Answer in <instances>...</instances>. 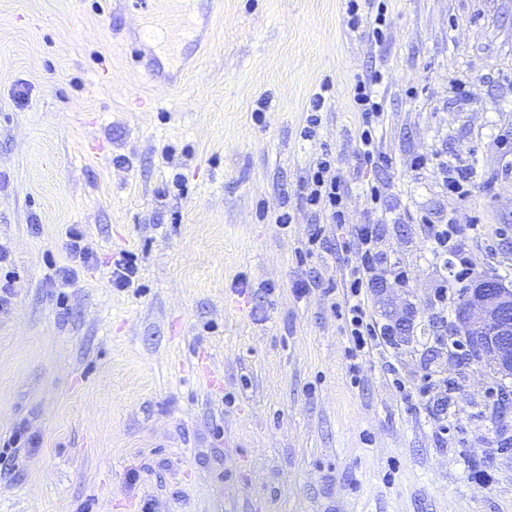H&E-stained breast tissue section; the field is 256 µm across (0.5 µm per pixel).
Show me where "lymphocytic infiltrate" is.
<instances>
[{
  "mask_svg": "<svg viewBox=\"0 0 512 512\" xmlns=\"http://www.w3.org/2000/svg\"><path fill=\"white\" fill-rule=\"evenodd\" d=\"M346 15L350 29L367 27L374 40H381L386 25L387 6L384 0H346ZM384 81L382 72L376 71L357 79L352 100L361 114V126L355 140L354 153L365 166L377 168L384 162L377 141V132L384 120V101L379 91ZM348 185L329 152H322L309 167L302 185L303 201L307 207L321 215L327 223L336 225L335 239H326L322 228H315L305 244L307 253L318 250L333 252L343 258L342 268L345 291L341 299L332 304L337 317L346 325L351 358L366 356L372 352L389 353L393 349L392 338L398 333L397 321L378 322L371 310V300L387 279L405 282L407 273L398 262L392 261L380 243L385 235V218L369 224H347L346 201ZM469 226L459 224L456 216L429 225L427 240L434 259L455 257L458 269L456 282H464L469 267L464 255V241L469 236ZM420 398L432 403L435 432L448 433V379L441 371L433 370L423 376L418 390Z\"/></svg>",
  "mask_w": 512,
  "mask_h": 512,
  "instance_id": "1",
  "label": "lymphocytic infiltrate"
}]
</instances>
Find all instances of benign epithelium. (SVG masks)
Here are the masks:
<instances>
[{
  "label": "benign epithelium",
  "instance_id": "benign-epithelium-1",
  "mask_svg": "<svg viewBox=\"0 0 512 512\" xmlns=\"http://www.w3.org/2000/svg\"><path fill=\"white\" fill-rule=\"evenodd\" d=\"M451 331L473 350V362L495 377L512 379V286L480 276L467 287Z\"/></svg>",
  "mask_w": 512,
  "mask_h": 512
}]
</instances>
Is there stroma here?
I'll list each match as a JSON object with an SVG mask.
<instances>
[{
  "instance_id": "35a3bbf8",
  "label": "stroma",
  "mask_w": 512,
  "mask_h": 512,
  "mask_svg": "<svg viewBox=\"0 0 512 512\" xmlns=\"http://www.w3.org/2000/svg\"><path fill=\"white\" fill-rule=\"evenodd\" d=\"M346 21L344 0H222L174 87L134 67L139 19L113 0H0V512H512L494 379L429 349L448 324L423 237L456 211L478 225L472 273L512 284V0H388L379 42ZM374 70L379 169L353 153L351 89ZM325 148L348 223L385 188L383 248L409 281L371 307L414 323L393 358L407 392L431 367L455 379L447 438L379 355L349 371L341 262L302 251L319 219L301 180ZM435 155L476 166L468 202L415 168ZM72 226L93 257L62 287ZM329 91V86L324 85L320 88V92L314 94L310 100V107L307 110L306 124L301 131L302 137L306 140L314 138L321 124V112L327 102L325 94ZM112 285L116 288H129L134 284L138 274V267L132 257L125 255L122 259L113 262Z\"/></svg>"
}]
</instances>
